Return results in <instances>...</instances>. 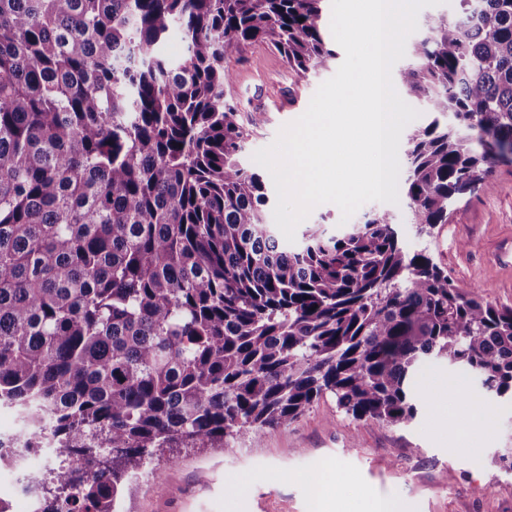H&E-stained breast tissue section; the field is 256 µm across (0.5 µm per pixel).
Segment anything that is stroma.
<instances>
[{
    "instance_id": "35a3bbf8",
    "label": "stroma",
    "mask_w": 512,
    "mask_h": 512,
    "mask_svg": "<svg viewBox=\"0 0 512 512\" xmlns=\"http://www.w3.org/2000/svg\"><path fill=\"white\" fill-rule=\"evenodd\" d=\"M234 97L241 112L260 113L242 161L269 146L280 129L306 111L333 69L299 78L279 54L252 44L234 64ZM408 252L430 255L460 288L491 303L512 306V270L498 264L499 245L512 238V164H495L486 181L449 205L447 223L420 232L406 200L389 205ZM423 409L416 423L392 426L355 420L333 395L317 400L296 421L251 432L220 448H176L131 477L123 512H371L389 497L403 512H512V404L493 403L487 430L462 440L452 424L459 394L480 396L470 375L444 362L416 378ZM317 476L323 497L312 507L307 476Z\"/></svg>"
}]
</instances>
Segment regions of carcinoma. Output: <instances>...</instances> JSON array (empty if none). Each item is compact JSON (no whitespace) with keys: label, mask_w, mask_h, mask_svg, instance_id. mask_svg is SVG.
Segmentation results:
<instances>
[{"label":"carcinoma","mask_w":512,"mask_h":512,"mask_svg":"<svg viewBox=\"0 0 512 512\" xmlns=\"http://www.w3.org/2000/svg\"><path fill=\"white\" fill-rule=\"evenodd\" d=\"M325 2L0 0V407L25 423L0 464L62 450L24 475L40 512H116L157 452L258 440L326 393L410 425L428 360L512 400V307L409 254L390 212L296 249L265 220L232 64L260 43L300 78L327 67ZM457 2L400 73L453 117L406 134L423 227L512 157V0Z\"/></svg>","instance_id":"obj_1"}]
</instances>
